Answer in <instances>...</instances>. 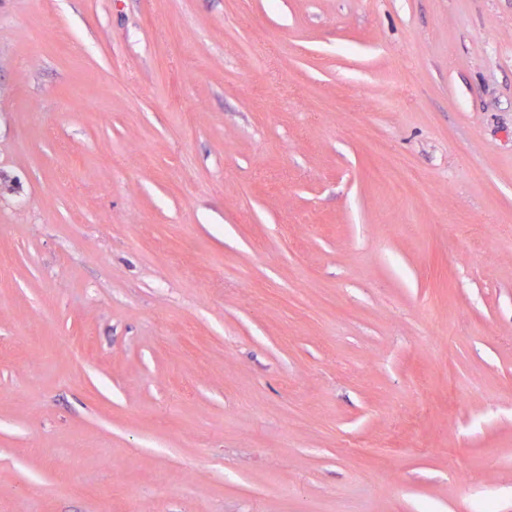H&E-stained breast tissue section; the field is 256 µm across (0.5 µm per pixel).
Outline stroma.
Here are the masks:
<instances>
[{
  "mask_svg": "<svg viewBox=\"0 0 512 512\" xmlns=\"http://www.w3.org/2000/svg\"><path fill=\"white\" fill-rule=\"evenodd\" d=\"M485 501L512 0H0V512ZM378 175L396 195L403 197L410 195L416 189L419 181L417 174L404 164L382 170Z\"/></svg>",
  "mask_w": 512,
  "mask_h": 512,
  "instance_id": "1",
  "label": "stroma"
}]
</instances>
